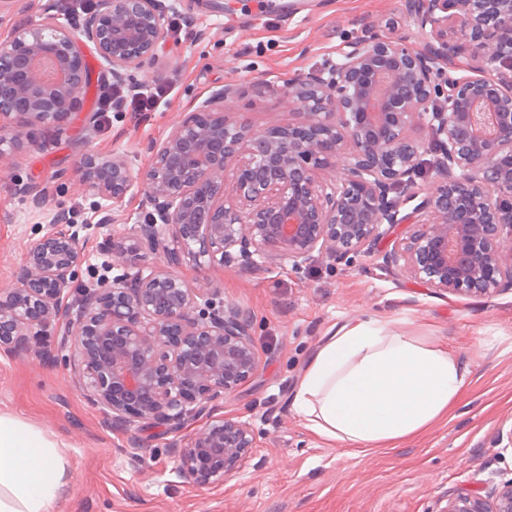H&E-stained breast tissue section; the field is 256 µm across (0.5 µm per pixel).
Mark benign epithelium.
I'll use <instances>...</instances> for the list:
<instances>
[{
	"mask_svg": "<svg viewBox=\"0 0 512 512\" xmlns=\"http://www.w3.org/2000/svg\"><path fill=\"white\" fill-rule=\"evenodd\" d=\"M430 36L414 49L374 33L321 72L288 84L298 125L256 128L226 117L234 84L212 94L153 148L141 176L153 207L112 242L102 277L65 303L81 263L78 233L30 243L17 286L0 290V352L41 354L54 336L74 386L114 428L137 420L181 429L256 373L253 317L197 288L179 268L286 257L350 264L394 227L383 256L439 295L484 297L512 288V0H404ZM165 16L156 0H96L81 32L41 20L0 39V145L29 124L62 127L90 79L85 48L124 81L154 57ZM426 129L439 158L418 197ZM342 164L338 179L321 174ZM80 180L120 202L133 178L121 155L84 157ZM162 253L166 263L148 255ZM256 447L250 425L210 422L175 444L179 473L219 486ZM442 512H512V479L489 495L460 493Z\"/></svg>",
	"mask_w": 512,
	"mask_h": 512,
	"instance_id": "benign-epithelium-1",
	"label": "benign epithelium"
}]
</instances>
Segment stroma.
Instances as JSON below:
<instances>
[{
  "instance_id": "stroma-1",
  "label": "stroma",
  "mask_w": 512,
  "mask_h": 512,
  "mask_svg": "<svg viewBox=\"0 0 512 512\" xmlns=\"http://www.w3.org/2000/svg\"><path fill=\"white\" fill-rule=\"evenodd\" d=\"M161 0L180 16V33L166 32L152 60L135 71L130 92L165 84L154 111H100L112 75L88 52L91 86L65 129L31 125L20 149L0 155V289L13 287L29 240L44 235L49 217L69 212L84 241L74 288L102 274L113 236L147 212L141 185L112 204L102 221L100 199L79 181L85 153L124 155L132 176L149 165L152 149L172 127L227 84L241 93L226 102L230 118L262 127L295 124L288 85L340 59L349 43L375 24L393 22L413 45L402 0ZM53 18L71 29L81 20L58 0H9L0 10V38L14 27ZM269 92L256 94L253 82ZM391 239L351 265L317 259L297 269L281 259L256 274L231 266H181L194 285L254 317L259 367L212 415L181 431L137 422L108 425L72 384L64 354H0V411L41 428L69 462L68 484L54 512H441L450 493L487 494L512 478V451L499 436L512 433V290L490 297L439 296L404 273L387 269ZM399 319L442 337L471 369L447 418L388 448H337L311 434L292 398L310 352L351 318ZM248 422L256 446L244 467L220 486H199L177 472L171 452L212 418Z\"/></svg>"
}]
</instances>
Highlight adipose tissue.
Here are the masks:
<instances>
[{"label":"adipose tissue","mask_w":512,"mask_h":512,"mask_svg":"<svg viewBox=\"0 0 512 512\" xmlns=\"http://www.w3.org/2000/svg\"><path fill=\"white\" fill-rule=\"evenodd\" d=\"M469 375L438 336L354 318L313 350L292 405L306 428L336 447L384 448L445 418ZM66 466L41 429L0 413V512H53Z\"/></svg>","instance_id":"1"}]
</instances>
